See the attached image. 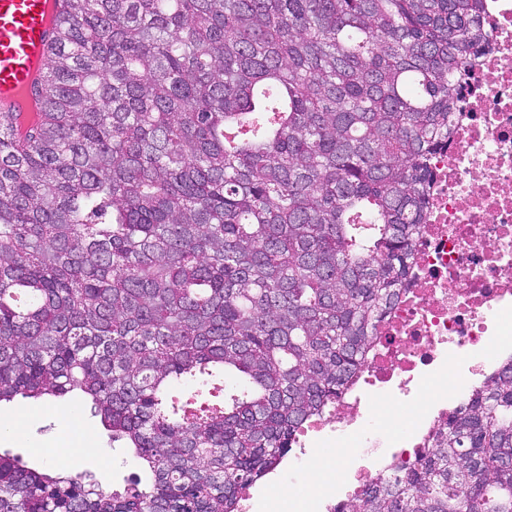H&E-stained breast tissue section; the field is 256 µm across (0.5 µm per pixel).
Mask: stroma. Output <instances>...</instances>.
Returning <instances> with one entry per match:
<instances>
[{
	"instance_id": "obj_1",
	"label": "stroma",
	"mask_w": 512,
	"mask_h": 512,
	"mask_svg": "<svg viewBox=\"0 0 512 512\" xmlns=\"http://www.w3.org/2000/svg\"><path fill=\"white\" fill-rule=\"evenodd\" d=\"M59 405L47 399H18L0 405V421L22 415V439H1L0 452L19 456L29 467L45 468L66 457L72 470L87 471L102 479L108 490H123L139 475L140 466L130 449L113 443L110 433L90 411L76 421L61 420Z\"/></svg>"
}]
</instances>
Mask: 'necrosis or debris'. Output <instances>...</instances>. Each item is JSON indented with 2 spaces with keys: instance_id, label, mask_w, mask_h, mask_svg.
I'll return each instance as SVG.
<instances>
[{
  "instance_id": "necrosis-or-debris-1",
  "label": "necrosis or debris",
  "mask_w": 512,
  "mask_h": 512,
  "mask_svg": "<svg viewBox=\"0 0 512 512\" xmlns=\"http://www.w3.org/2000/svg\"><path fill=\"white\" fill-rule=\"evenodd\" d=\"M486 40L434 172L410 282L336 413L308 425L288 468L335 444L340 481L307 480L319 512L431 450L430 430L512 356V0H486Z\"/></svg>"
}]
</instances>
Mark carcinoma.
Instances as JSON below:
<instances>
[{
    "label": "carcinoma",
    "mask_w": 512,
    "mask_h": 512,
    "mask_svg": "<svg viewBox=\"0 0 512 512\" xmlns=\"http://www.w3.org/2000/svg\"><path fill=\"white\" fill-rule=\"evenodd\" d=\"M59 8L38 121L0 112V402H90L146 478L0 453V512H238L408 285L485 0ZM432 442L346 512H512V357Z\"/></svg>",
    "instance_id": "cac0c4a2"
}]
</instances>
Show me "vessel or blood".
<instances>
[{"label":"vessel or blood","instance_id":"1","mask_svg":"<svg viewBox=\"0 0 512 512\" xmlns=\"http://www.w3.org/2000/svg\"><path fill=\"white\" fill-rule=\"evenodd\" d=\"M52 0H0V110L26 113L56 31Z\"/></svg>","mask_w":512,"mask_h":512}]
</instances>
